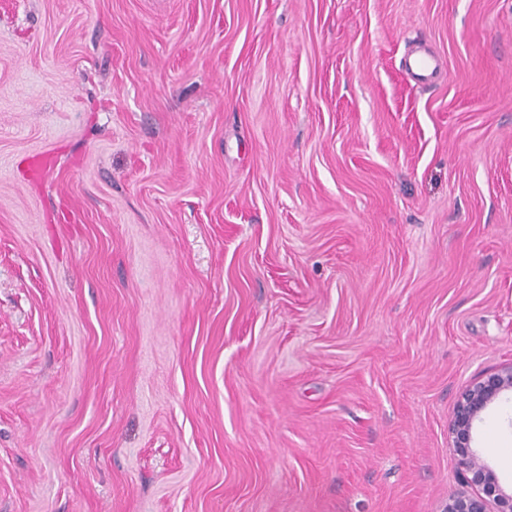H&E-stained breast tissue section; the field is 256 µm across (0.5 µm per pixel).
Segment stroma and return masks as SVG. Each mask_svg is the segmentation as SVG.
I'll return each instance as SVG.
<instances>
[{
  "mask_svg": "<svg viewBox=\"0 0 512 512\" xmlns=\"http://www.w3.org/2000/svg\"><path fill=\"white\" fill-rule=\"evenodd\" d=\"M510 362L512 0H0V512H444Z\"/></svg>",
  "mask_w": 512,
  "mask_h": 512,
  "instance_id": "1",
  "label": "stroma"
}]
</instances>
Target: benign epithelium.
<instances>
[{
	"label": "benign epithelium",
	"mask_w": 512,
	"mask_h": 512,
	"mask_svg": "<svg viewBox=\"0 0 512 512\" xmlns=\"http://www.w3.org/2000/svg\"><path fill=\"white\" fill-rule=\"evenodd\" d=\"M506 391L512 392V363L474 382L457 401L450 427L451 444L459 455L461 481L477 492L452 496L446 512H512V495L505 493L492 470L472 449L475 421Z\"/></svg>",
	"instance_id": "benign-epithelium-1"
}]
</instances>
